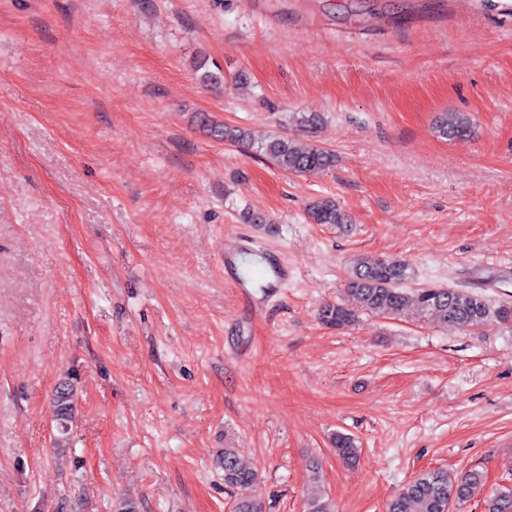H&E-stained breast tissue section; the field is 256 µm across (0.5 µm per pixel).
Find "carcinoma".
Returning <instances> with one entry per match:
<instances>
[{"label":"carcinoma","instance_id":"carcinoma-1","mask_svg":"<svg viewBox=\"0 0 512 512\" xmlns=\"http://www.w3.org/2000/svg\"><path fill=\"white\" fill-rule=\"evenodd\" d=\"M194 70L200 82L211 88L226 84L224 76L211 71L206 58L195 61ZM293 125L308 133L317 132L324 125L322 115L315 112H294L289 116ZM199 126L209 135L231 145L251 149L263 156L278 169L305 174L325 170L336 162L335 154L316 144L301 145L286 135H270L256 141L250 132L239 126H229L203 117ZM434 126L440 137L459 140L473 133L470 118L461 112H441L435 117ZM308 217L314 224H331L339 228L349 223V218L330 197L314 201L308 207ZM409 263L398 259L364 258L347 281L349 302L327 303L318 311L319 321L336 330L357 322L359 314L375 313L401 315L408 303L416 305L422 318H432L443 324H453L464 329L480 327L488 322H512V303L504 300L493 303L484 296L452 288H419L411 293L402 285L411 277ZM53 407L59 436L54 438V448L65 451L63 436L77 407V388L71 381L61 383L53 396ZM336 455L351 465L359 457L356 441L342 433L333 437ZM224 471V485L246 490L258 480L257 474L241 459L239 449L226 448L216 460ZM486 473L477 467L461 474L437 468L414 476L386 504V512H454L456 506L474 498L486 485ZM483 512H512V487L491 489L482 500Z\"/></svg>","mask_w":512,"mask_h":512}]
</instances>
